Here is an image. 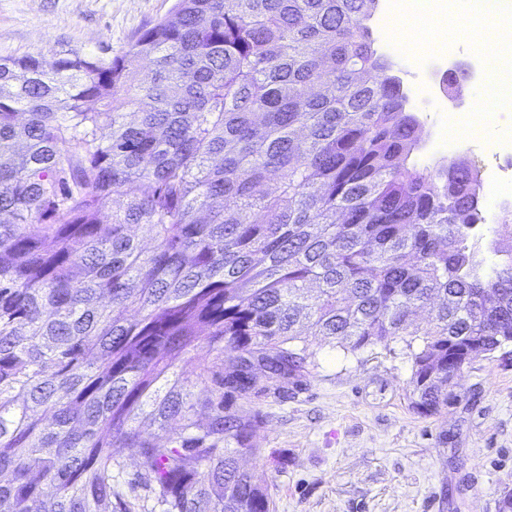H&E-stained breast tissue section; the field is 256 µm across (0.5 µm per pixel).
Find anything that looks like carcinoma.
<instances>
[{
  "instance_id": "cac0c4a2",
  "label": "carcinoma",
  "mask_w": 512,
  "mask_h": 512,
  "mask_svg": "<svg viewBox=\"0 0 512 512\" xmlns=\"http://www.w3.org/2000/svg\"><path fill=\"white\" fill-rule=\"evenodd\" d=\"M376 5L176 0L113 58L0 59L10 512H273L238 465L262 419L230 402L285 391L312 357L302 320L352 353L404 341L425 416L512 342V260L484 269L478 174L409 162L420 122L373 47ZM114 448L137 449L144 503Z\"/></svg>"
}]
</instances>
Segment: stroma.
Instances as JSON below:
<instances>
[{
    "instance_id": "35a3bbf8",
    "label": "stroma",
    "mask_w": 512,
    "mask_h": 512,
    "mask_svg": "<svg viewBox=\"0 0 512 512\" xmlns=\"http://www.w3.org/2000/svg\"><path fill=\"white\" fill-rule=\"evenodd\" d=\"M174 0H0V57L72 48L120 53L141 32L171 17ZM482 55L471 27L446 38L418 29L415 49L442 43ZM423 136L419 165L445 162L436 140L462 107L441 112L408 101ZM315 354L282 396L255 400L264 423L253 437L260 455L240 458L267 485L275 512H497L512 488V353L465 367L456 399L435 416L412 409V360L403 342L356 353L307 340Z\"/></svg>"
}]
</instances>
